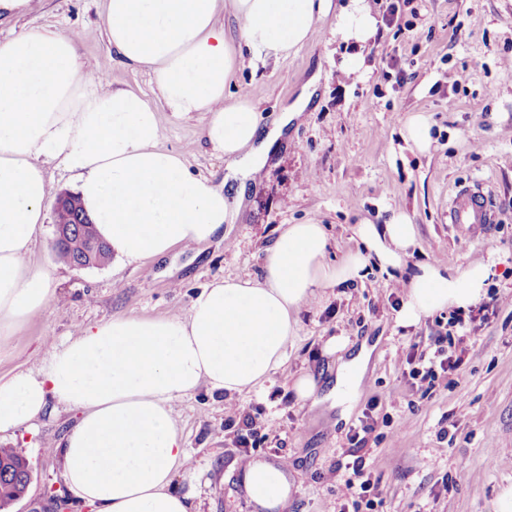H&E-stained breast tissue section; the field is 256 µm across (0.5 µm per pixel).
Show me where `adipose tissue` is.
<instances>
[{"label":"adipose tissue","instance_id":"adipose-tissue-1","mask_svg":"<svg viewBox=\"0 0 512 512\" xmlns=\"http://www.w3.org/2000/svg\"><path fill=\"white\" fill-rule=\"evenodd\" d=\"M332 0H106L108 41L123 62L147 70L171 118L206 117L203 137L230 175H257L284 128L309 102L301 95L262 126L245 98L225 89L243 63L287 58L312 39ZM234 22L226 31L223 16ZM338 31L365 45L376 33L369 0L340 7ZM74 37L27 31L0 40V335L20 333L48 308L50 281L27 254L45 219L43 164L58 159L114 255L138 263L173 247L212 240L235 223L242 195L194 174L182 152L162 146L161 116L142 93L105 89L77 64ZM361 250L325 260L316 222L287 225L266 249L261 278L204 285L186 315H117L51 345L37 372L0 382V433L34 422L52 405L76 410L56 449L63 481L94 512H191L173 488L187 459L172 404L200 387L241 394L287 359L297 314L318 291L362 279L368 263L401 268L416 229L406 215L355 224ZM490 266L422 263L398 319L406 325L443 309L469 310L486 294ZM263 512L285 507L283 466L250 459L242 468Z\"/></svg>","mask_w":512,"mask_h":512}]
</instances>
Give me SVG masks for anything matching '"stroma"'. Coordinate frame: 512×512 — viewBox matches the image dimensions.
<instances>
[{"mask_svg":"<svg viewBox=\"0 0 512 512\" xmlns=\"http://www.w3.org/2000/svg\"><path fill=\"white\" fill-rule=\"evenodd\" d=\"M103 9L104 0H33L29 14L0 23V34L75 36L83 72L159 105L151 75L126 66L109 44ZM402 15L407 27L380 25L366 46L369 70L359 81L340 73L353 49L337 35L333 11L287 59L237 72L228 99H249L266 123L305 85L314 93L224 236L142 264L113 259L79 270L57 261L55 215L47 213L28 262L50 278L49 309L21 334L0 335V379L38 369L51 344L113 315L183 314L204 284L261 275L265 250L284 225L324 224L333 263L356 250L354 224H384L402 212L417 231L403 272L369 266L363 280L326 289L304 306L287 361L262 386L230 397L202 388L174 402L188 455L175 487L194 512H259L243 488L241 464L247 457L282 460L293 485L287 512H338L336 457L375 399L390 419L362 451L380 485L376 512H494L498 493L512 484V70L503 65L512 58V0H412ZM417 114L429 124L424 150L404 137ZM203 124L199 115L163 118L161 143L220 186L224 159L204 144ZM477 179L490 187L499 222L474 235L449 224L448 202L454 186ZM480 258L490 263L489 285L503 301L487 320L473 322L462 364L423 397L403 378L399 360L410 348H428L449 314L401 325L405 295L396 279L421 262L458 268ZM335 336L346 339L348 352L370 350L357 395L343 409L331 396L338 360L324 350ZM302 373L316 376L317 403L297 400L292 385ZM231 403L239 409L233 417L225 412ZM75 417L60 406L0 433V447L24 449L32 468L25 497L8 512H90L65 489L63 460L52 448ZM248 417L258 429L252 448L239 441Z\"/></svg>","mask_w":512,"mask_h":512,"instance_id":"1","label":"stroma"}]
</instances>
